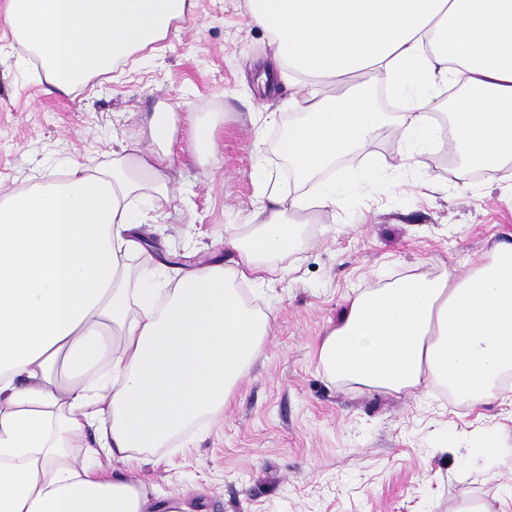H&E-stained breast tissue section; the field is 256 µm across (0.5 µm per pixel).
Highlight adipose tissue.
Wrapping results in <instances>:
<instances>
[{"label":"adipose tissue","instance_id":"ef3b65f1","mask_svg":"<svg viewBox=\"0 0 512 512\" xmlns=\"http://www.w3.org/2000/svg\"><path fill=\"white\" fill-rule=\"evenodd\" d=\"M194 0H9L4 21L52 91L70 95L136 63ZM268 38L266 83L294 87L298 119L281 142L313 195L262 206L246 240L224 238L236 267L211 263L158 291L130 260L143 249L135 202L169 194L173 110L158 104L142 136L106 168L65 161L0 194V512H191L130 473L143 455L209 426L271 328L242 282L264 285L299 239L296 213L336 208L368 171L315 179L357 152L381 120L385 84L401 135L421 151L454 138L464 170L512 164V0H246ZM471 90L449 122L435 93ZM326 374L421 395L442 385L471 408L512 370V243L462 276L406 275L354 296L318 349ZM121 461L108 469L99 453Z\"/></svg>","mask_w":512,"mask_h":512}]
</instances>
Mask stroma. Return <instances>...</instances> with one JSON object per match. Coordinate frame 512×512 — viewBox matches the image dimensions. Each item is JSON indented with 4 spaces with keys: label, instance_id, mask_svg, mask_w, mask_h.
I'll list each match as a JSON object with an SVG mask.
<instances>
[{
    "label": "stroma",
    "instance_id": "stroma-1",
    "mask_svg": "<svg viewBox=\"0 0 512 512\" xmlns=\"http://www.w3.org/2000/svg\"><path fill=\"white\" fill-rule=\"evenodd\" d=\"M178 27L157 56L65 96L49 92L0 21V190L65 159L108 164L119 145L140 142L160 103L181 122L191 112L215 119L216 158L176 140L173 193L138 206L145 250L131 264L160 288L216 261L235 265L225 233L249 236L257 207L296 189L276 141L295 118L277 109L289 89L271 94L259 82L268 39L245 0H197ZM375 102L387 122L341 164L375 169L376 180L354 185L340 208L311 209L271 282L252 289L271 334L206 434L153 450L138 477L160 496L196 488L195 512H512V457L490 463L473 450L485 433L512 448L501 391L474 410L440 385L419 398L358 387L317 361L356 294L411 273L464 274L512 240V166L465 174L444 148L404 162L399 113L383 94ZM429 177L438 191L425 188ZM463 180L471 190L461 197Z\"/></svg>",
    "mask_w": 512,
    "mask_h": 512
}]
</instances>
